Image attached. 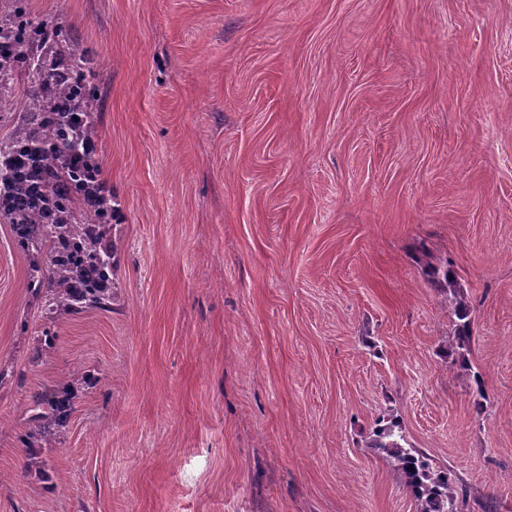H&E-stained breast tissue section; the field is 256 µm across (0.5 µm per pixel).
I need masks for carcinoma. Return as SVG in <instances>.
Here are the masks:
<instances>
[{
	"mask_svg": "<svg viewBox=\"0 0 512 512\" xmlns=\"http://www.w3.org/2000/svg\"><path fill=\"white\" fill-rule=\"evenodd\" d=\"M13 0H0V39L9 38ZM30 36L11 41L12 59L25 71L0 62V90L12 84L13 99L0 104L18 111L12 129L0 134V224L10 225L17 248L28 259V288L51 315L80 318L112 308L121 241L112 230L119 209L103 178L98 154L99 87L89 47L67 25L27 13ZM425 275L437 288L456 287L448 265L428 262ZM459 320L452 341L464 348L472 336L470 310L454 297ZM483 410V381L467 360ZM67 387L41 389L30 397L26 448H48L75 409ZM400 423L379 418L371 447L395 463L411 489L417 512H466L469 494L448 468H435L417 448L403 445Z\"/></svg>",
	"mask_w": 512,
	"mask_h": 512,
	"instance_id": "cac0c4a2",
	"label": "carcinoma"
}]
</instances>
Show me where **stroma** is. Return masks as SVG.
Instances as JSON below:
<instances>
[{
  "mask_svg": "<svg viewBox=\"0 0 512 512\" xmlns=\"http://www.w3.org/2000/svg\"><path fill=\"white\" fill-rule=\"evenodd\" d=\"M32 4L99 63L123 248L111 310L52 324L0 224V512H416L389 415L512 512V0ZM67 384L27 466L29 396ZM424 270L428 280L435 287L443 289L446 293L451 288H456L455 272L448 264L439 265L427 262ZM454 300L455 314L460 322L456 325L452 342H455L458 348H465L472 336L470 310L460 295L454 296Z\"/></svg>",
  "mask_w": 512,
  "mask_h": 512,
  "instance_id": "35a3bbf8",
  "label": "stroma"
}]
</instances>
